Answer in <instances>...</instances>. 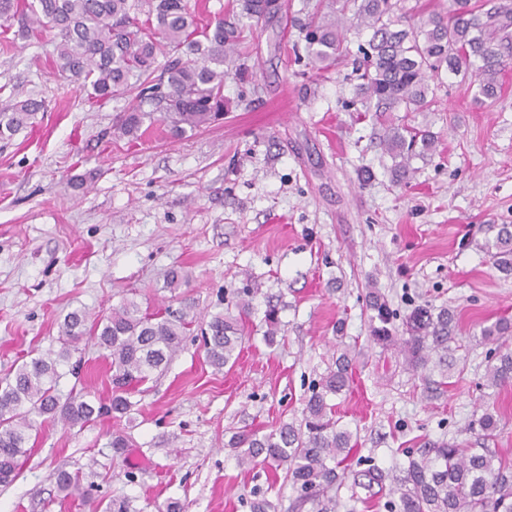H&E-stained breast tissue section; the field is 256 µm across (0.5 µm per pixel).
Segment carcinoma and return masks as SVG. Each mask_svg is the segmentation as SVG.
<instances>
[{
  "label": "carcinoma",
  "mask_w": 512,
  "mask_h": 512,
  "mask_svg": "<svg viewBox=\"0 0 512 512\" xmlns=\"http://www.w3.org/2000/svg\"><path fill=\"white\" fill-rule=\"evenodd\" d=\"M237 6L241 15L257 19L283 8L272 0H238ZM397 7L398 0H329L330 12L318 9L302 25L310 69L320 75L336 66L343 32L356 29L368 35L358 85L366 112H426L448 71L474 79L477 103L498 97V76L512 65V0H501L486 11L471 0H448V6L423 9L409 22L396 15ZM18 15L31 31H56L59 71L89 80L97 101L106 103L138 90L113 124L120 138L139 139L158 120L167 123L171 137H182L224 116V64L240 57V31L219 18L206 24L203 39H195L197 16L187 0H0L1 20ZM165 47L172 56L160 68L156 59ZM41 110L43 102L34 97L0 101V141L34 127ZM383 147L392 159L393 179L401 182L414 175V156L435 150V139L391 122ZM488 251L498 269L512 274V226L498 228ZM258 294L257 287L240 289L234 310L216 313L206 322L202 337L215 369L238 359L244 322ZM368 306L374 312L371 339L383 347L399 346L411 370L439 389L448 387L456 352L462 348L452 312L419 307L406 319L405 335L395 336L393 314L378 291L369 292ZM192 323L185 307L143 311L132 299L108 315L93 317L84 309L67 313L59 325L61 347L55 357H33L0 380V484L18 475L37 419L71 427L129 413L131 395L168 364ZM264 323L265 340L272 344L281 326L276 305H266ZM85 336L109 352L112 396L103 402L79 393L62 403L56 389L59 366ZM481 338L496 345L485 371L487 386L511 385L512 320L503 318L483 328ZM352 373L353 356L344 350L304 401L300 424L286 422L267 434L243 430L227 442L240 468L271 463L285 470L296 492L295 512H339L340 491L348 479L343 463L357 441L339 425L329 398L349 387ZM404 455L406 465L397 470L374 466L354 473L353 486L369 492L388 489L383 503L387 512H512V462L490 449L441 443ZM56 483L68 497L79 490L80 480L61 471ZM250 508L277 512L278 504L255 492Z\"/></svg>",
  "instance_id": "carcinoma-1"
}]
</instances>
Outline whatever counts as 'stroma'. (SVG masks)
I'll list each match as a JSON object with an SVG mask.
<instances>
[{"mask_svg": "<svg viewBox=\"0 0 512 512\" xmlns=\"http://www.w3.org/2000/svg\"><path fill=\"white\" fill-rule=\"evenodd\" d=\"M240 18L248 75H228L220 124L167 139L112 135L126 99L95 102L55 63L54 34L9 30L0 46V99H42L31 130L0 142V379L23 360L58 350V326L76 308L105 314L132 298L142 308L190 303L194 324L168 366L151 375L129 414L66 428L47 420L15 480L0 485V512H91L127 498L132 512L172 500L184 512H250L253 491L287 512L295 493L270 469L240 470L224 445L242 430L300 421L304 400L345 347L358 357L336 415L359 458L401 465L406 448L447 441L512 457V385L484 387L490 353L482 327L512 318V276L483 245L512 225V67L499 97L476 105L475 86L448 74L432 112L408 124L437 147L397 183L383 128L356 95L358 47L346 34L342 63L322 77L307 67L292 18L319 0ZM283 35V48L271 41ZM187 286L170 292L167 272ZM261 288L240 355L217 372L201 330L236 289ZM379 289L395 326L418 306L453 310L470 340L448 388L426 391L396 349L370 339L368 289ZM280 308L275 345L263 334L267 302ZM60 398L111 395L107 353L82 339L61 366ZM490 411L492 440L472 426ZM130 448L114 456L113 434ZM80 473L88 504L58 495L59 472Z\"/></svg>", "mask_w": 512, "mask_h": 512, "instance_id": "obj_1", "label": "stroma"}]
</instances>
